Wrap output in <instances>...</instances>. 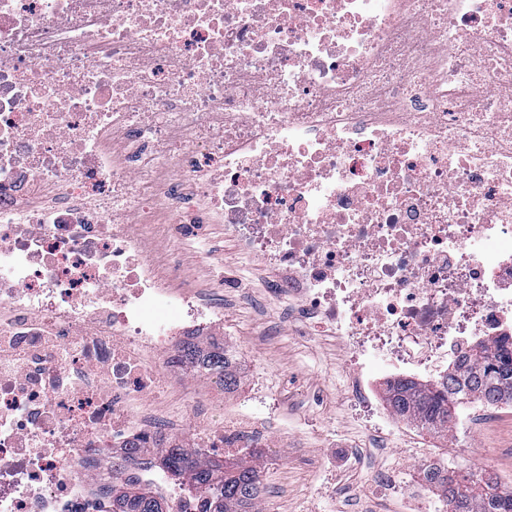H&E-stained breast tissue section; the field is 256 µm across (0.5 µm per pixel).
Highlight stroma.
<instances>
[{
  "mask_svg": "<svg viewBox=\"0 0 512 512\" xmlns=\"http://www.w3.org/2000/svg\"><path fill=\"white\" fill-rule=\"evenodd\" d=\"M218 269L250 280L255 295H262L261 274L250 267L223 233H215L205 245ZM276 306L257 310L238 309L226 330L250 359L239 365L242 383L260 370L275 390L277 427L288 449L276 466L262 470L265 491L271 492L273 512H345L348 493H355L361 512H394L392 504L376 499L374 475L388 469L402 480L410 479L423 455L448 463L452 468L493 467L502 488L512 491V406L496 415L473 414L469 430L445 439L428 435L414 424L399 421L385 447L367 444L364 425L348 406L344 384L338 376L343 351L335 342L303 335L289 327L274 339ZM336 437L339 449L324 447ZM363 444L359 462L346 459L344 444Z\"/></svg>",
  "mask_w": 512,
  "mask_h": 512,
  "instance_id": "35a3bbf8",
  "label": "stroma"
}]
</instances>
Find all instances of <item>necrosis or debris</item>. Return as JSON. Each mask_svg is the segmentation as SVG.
<instances>
[{"mask_svg":"<svg viewBox=\"0 0 512 512\" xmlns=\"http://www.w3.org/2000/svg\"><path fill=\"white\" fill-rule=\"evenodd\" d=\"M219 226L383 441L374 370L512 336V0H0V512H95L134 439L273 464L270 394L177 361L236 348ZM176 351L180 360L195 364L201 375L215 378L224 386V391H231L239 386L233 362L223 346L213 344L210 349L202 350L189 340L180 343Z\"/></svg>","mask_w":512,"mask_h":512,"instance_id":"1","label":"necrosis or debris"}]
</instances>
